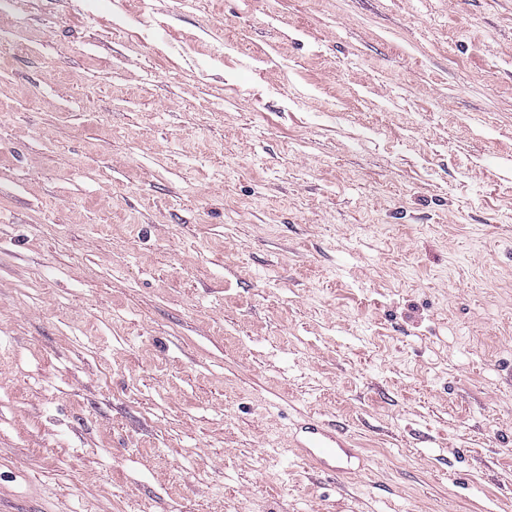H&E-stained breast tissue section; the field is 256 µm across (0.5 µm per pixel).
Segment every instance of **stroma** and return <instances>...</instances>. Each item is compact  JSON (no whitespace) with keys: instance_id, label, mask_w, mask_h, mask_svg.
Masks as SVG:
<instances>
[{"instance_id":"1","label":"stroma","mask_w":512,"mask_h":512,"mask_svg":"<svg viewBox=\"0 0 512 512\" xmlns=\"http://www.w3.org/2000/svg\"><path fill=\"white\" fill-rule=\"evenodd\" d=\"M0 512H512V0H0ZM303 432V439L297 440L294 448L305 460L315 465L330 466L336 458L351 457L350 445L336 429L310 421Z\"/></svg>"}]
</instances>
